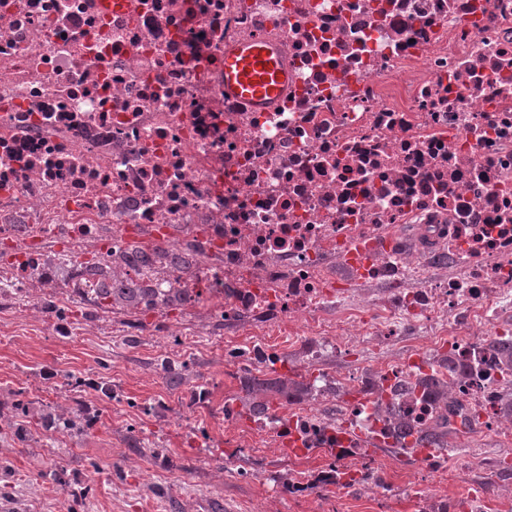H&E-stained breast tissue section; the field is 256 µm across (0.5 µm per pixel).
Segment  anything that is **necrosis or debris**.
Masks as SVG:
<instances>
[{"label":"necrosis or debris","instance_id":"obj_1","mask_svg":"<svg viewBox=\"0 0 512 512\" xmlns=\"http://www.w3.org/2000/svg\"><path fill=\"white\" fill-rule=\"evenodd\" d=\"M253 38L290 73L267 108L224 94L225 46ZM131 227L196 271L122 263ZM0 240L18 296L55 246L204 293L248 338L224 352L237 368L275 369L267 338L300 337L368 431L390 422L323 355L407 332L479 358L463 396L495 413L507 382L475 337L512 333V0H0ZM260 437L355 446L310 404Z\"/></svg>","mask_w":512,"mask_h":512}]
</instances>
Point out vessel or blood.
Masks as SVG:
<instances>
[{
  "label": "vessel or blood",
  "mask_w": 512,
  "mask_h": 512,
  "mask_svg": "<svg viewBox=\"0 0 512 512\" xmlns=\"http://www.w3.org/2000/svg\"><path fill=\"white\" fill-rule=\"evenodd\" d=\"M288 83V71L275 50L257 38L224 49V92L255 105L273 104Z\"/></svg>",
  "instance_id": "obj_1"
}]
</instances>
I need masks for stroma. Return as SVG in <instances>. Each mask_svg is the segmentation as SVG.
I'll return each instance as SVG.
<instances>
[{"label":"stroma","mask_w":512,"mask_h":512,"mask_svg":"<svg viewBox=\"0 0 512 512\" xmlns=\"http://www.w3.org/2000/svg\"><path fill=\"white\" fill-rule=\"evenodd\" d=\"M55 307H44L43 298ZM179 329L183 342L169 348ZM238 334L214 335L205 310L189 305L132 316L74 301L61 280L22 299L0 294V512H430L442 501L459 512H512V440L480 422L449 435L442 476L397 448L353 456L344 468L378 470L387 488L331 486L286 491L320 471L327 452L300 457L266 450L268 477L246 476L255 455L244 437L259 418L224 419L242 405L240 370L224 362ZM433 361L446 349L403 334L379 351L360 345L329 352L324 364L364 383L373 359L397 362L415 349ZM183 380L170 383L162 360ZM23 407L5 413L7 403ZM70 414L80 430L42 422Z\"/></svg>","instance_id":"35a3bbf8"}]
</instances>
